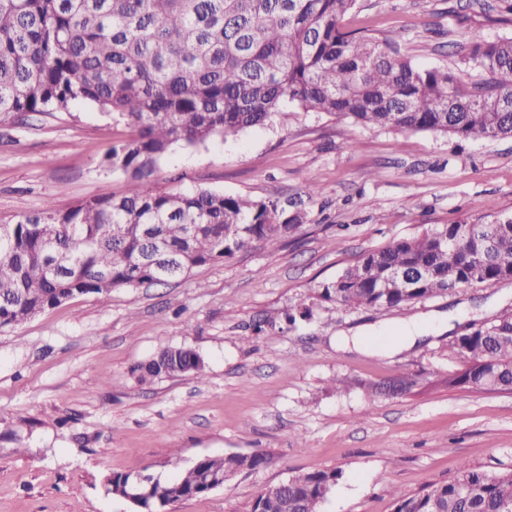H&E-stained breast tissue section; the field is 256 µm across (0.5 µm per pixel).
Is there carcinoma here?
<instances>
[{"label":"carcinoma","instance_id":"1","mask_svg":"<svg viewBox=\"0 0 512 512\" xmlns=\"http://www.w3.org/2000/svg\"><path fill=\"white\" fill-rule=\"evenodd\" d=\"M358 0H0V116L98 107L133 135L107 165L129 178L118 197L46 205L0 220V331L77 295L180 278L260 244L281 247L319 195L252 199L210 190L155 189L157 163L175 146L197 148L265 126L285 104L395 131L450 140L512 138V37L476 40L465 63L482 75L422 68L342 21ZM467 238V247L448 244ZM428 271L407 286L396 272ZM512 275V212L433 226L366 253L319 296L348 307L391 309ZM465 368L450 387L512 391V313L455 339ZM202 356L161 350L136 366L141 382L200 378ZM265 463L259 454L203 456L173 478L104 477L107 493H135L138 512L209 493L208 477ZM337 470L304 472L270 488L251 512H320ZM393 512H512V472L467 464L447 482L398 494Z\"/></svg>","mask_w":512,"mask_h":512}]
</instances>
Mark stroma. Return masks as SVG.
<instances>
[{
  "mask_svg": "<svg viewBox=\"0 0 512 512\" xmlns=\"http://www.w3.org/2000/svg\"><path fill=\"white\" fill-rule=\"evenodd\" d=\"M498 0H359L344 25L396 45L423 67L479 81L473 37L512 36ZM130 135L99 110L0 118V218L124 193L105 156ZM159 190L257 199L320 195L287 247L254 246L162 285L77 296L0 332V512H135L105 476L170 477L204 455H264L207 495L168 512H250L298 472L339 470L321 512H392L393 495L454 477L461 463L512 471V392L451 388L464 358L450 345L471 324L512 311V281L475 284L391 310L320 300L318 289L368 251L437 224L512 211V138L456 143L363 127L285 106L271 126L196 149L174 147ZM308 319L287 328L283 311ZM270 328L252 332L256 321ZM409 321L415 345L394 350ZM366 330L365 351L341 336ZM188 346L203 378L139 382L133 369ZM402 395L383 386L403 373Z\"/></svg>",
  "mask_w": 512,
  "mask_h": 512,
  "instance_id": "1",
  "label": "stroma"
}]
</instances>
